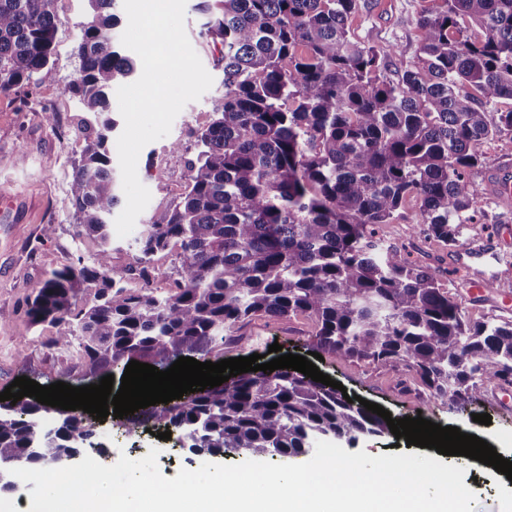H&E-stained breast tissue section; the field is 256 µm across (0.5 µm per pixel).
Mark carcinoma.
Instances as JSON below:
<instances>
[{"mask_svg": "<svg viewBox=\"0 0 512 512\" xmlns=\"http://www.w3.org/2000/svg\"><path fill=\"white\" fill-rule=\"evenodd\" d=\"M55 0H0V94L55 78ZM115 0H88L68 91L82 111L111 112L135 70L113 30ZM358 0H201V35L222 45L224 96L197 136L180 196L135 239L134 264L112 265L108 218L120 204L111 133L83 118L70 193L78 234L98 250L53 270L26 315L60 325L48 348H77L86 375L123 374L137 360L167 370L181 356L224 358L227 332L254 317L304 315L312 348L374 365H404L427 398L465 409L482 389L512 386V320L472 323L439 276L377 237L408 198L417 227L455 246L483 212L470 173L476 146L512 134V0H441L417 19L406 61L395 46L353 39ZM467 18L483 37L464 33ZM177 249L165 292L153 256ZM141 286H128V276ZM54 412L47 428L41 414ZM153 422L198 456L307 454L355 442L386 421L336 389L289 369L239 374L119 422ZM83 420L26 397L0 403V469L66 466L103 451Z\"/></svg>", "mask_w": 512, "mask_h": 512, "instance_id": "obj_1", "label": "carcinoma"}]
</instances>
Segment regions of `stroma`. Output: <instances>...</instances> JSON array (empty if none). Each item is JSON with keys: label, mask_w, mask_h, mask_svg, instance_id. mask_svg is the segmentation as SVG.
I'll return each mask as SVG.
<instances>
[{"label": "stroma", "mask_w": 512, "mask_h": 512, "mask_svg": "<svg viewBox=\"0 0 512 512\" xmlns=\"http://www.w3.org/2000/svg\"><path fill=\"white\" fill-rule=\"evenodd\" d=\"M439 0H367L363 10L351 16L348 27L354 39L378 45H395L405 59H413L418 43L417 18L422 9ZM187 0L185 29L189 41L213 78L211 88L190 102L175 118L170 133L147 144L141 151L138 177L151 200L139 216L147 223L151 214L184 190L188 161L197 153V136L214 118L213 104L224 95V73L220 44L200 37L204 20L197 5ZM86 0H55L56 78L38 86H24L0 95V196L14 198L10 222L0 221V392L25 376L40 385L62 381L80 385L84 361L76 350L49 349L56 326L31 325L26 301L41 286L50 271L72 265L78 256H90L95 245L78 236L70 195L73 163L84 142L77 132L80 106L67 87L73 80L77 60L73 47L81 36L87 16ZM486 163L472 171V188L485 206L486 221L468 225L456 246L426 238L415 231V200H407L399 217L381 225L379 236L400 248L411 261L436 271L466 317L472 321L512 320V287H501L512 273V202L503 203L494 183L498 173L512 165V135L485 141L478 147ZM54 225L53 236H45V225ZM478 250L474 260L485 285L473 287L459 267L460 253ZM313 323L302 316L288 320L260 317L236 327L230 358L267 354L269 345L279 344L283 353L306 355ZM318 367L343 384L348 394L381 405L392 419L423 417L441 426L460 428L496 448L512 460V392L485 399L481 412L490 414V425L474 422L471 410H460L428 401L417 388H404L409 373L404 366H377L326 354ZM95 442L106 448L102 464H114L120 455L132 459L158 447L159 469L164 477H175L180 469H197L201 457L180 447L177 440H161L148 432L125 438L117 434L111 419L96 427ZM464 485L477 495L473 512H512V481L479 461L465 463Z\"/></svg>", "instance_id": "1"}]
</instances>
